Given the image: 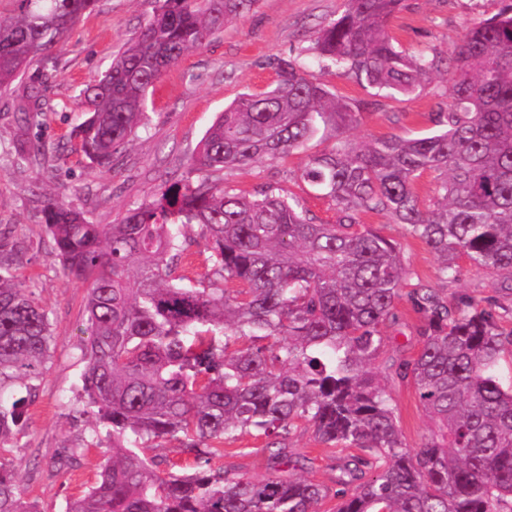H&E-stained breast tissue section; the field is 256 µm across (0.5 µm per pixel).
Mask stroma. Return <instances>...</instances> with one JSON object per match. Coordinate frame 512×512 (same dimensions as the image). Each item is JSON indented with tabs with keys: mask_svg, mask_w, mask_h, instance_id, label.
I'll return each mask as SVG.
<instances>
[{
	"mask_svg": "<svg viewBox=\"0 0 512 512\" xmlns=\"http://www.w3.org/2000/svg\"><path fill=\"white\" fill-rule=\"evenodd\" d=\"M346 0H258L254 9L215 33L200 49L172 66L148 94L143 123L112 159L109 168L89 164L74 150L69 134L81 120L79 94L109 68L120 47L141 30L152 15L155 0H97L53 48L54 67L48 70L43 110H20L23 85L0 96V230L10 231L22 251L16 272L46 310L55 341L38 395L25 413V432L6 451L14 461L17 484L24 500L39 512H66V506L91 485L100 464L110 455L111 439L100 447L90 440L95 427L84 414L77 394L85 362L81 355L89 336L84 315V288L63 271L52 257L53 241L37 212L54 200L82 211L94 224H116L128 210L152 200L163 186L186 179L184 162L195 151L219 112L238 94L268 90L276 79L272 63L295 58L321 82L341 96L367 98L353 80L322 70L314 50L319 31L336 20ZM500 0H405L404 8L389 21V33L406 52H439L450 58L465 30L497 13ZM449 91L446 71L432 78L412 97L381 100L347 133L354 142L394 135L414 138L433 128L432 110L439 96ZM44 146L45 155L23 161L21 146ZM333 137L315 139L284 158H261L220 173L225 188L250 191L264 185L280 186L299 196L302 205L319 221L335 223L336 207L299 179L308 159L332 147ZM360 226L373 228L396 241L406 260L404 288L436 289L448 300L494 296L506 307L502 325L512 330V295L501 291L485 273L462 264L454 280L440 275L438 256L419 239L407 234L385 212L361 211ZM398 319L383 334L387 347L372 364L386 385L397 413L403 440L417 449L431 428L410 384L391 377L390 360L413 357L419 349L421 317L407 301L397 305ZM288 443L308 457L302 477L333 486L335 466L348 454L318 442L313 429L300 425ZM264 441L248 433L225 444L218 466L260 478L267 473ZM81 448L77 464L69 469L51 467L54 456Z\"/></svg>",
	"mask_w": 512,
	"mask_h": 512,
	"instance_id": "35a3bbf8",
	"label": "stroma"
}]
</instances>
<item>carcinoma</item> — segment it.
<instances>
[{"instance_id": "obj_1", "label": "carcinoma", "mask_w": 512, "mask_h": 512, "mask_svg": "<svg viewBox=\"0 0 512 512\" xmlns=\"http://www.w3.org/2000/svg\"><path fill=\"white\" fill-rule=\"evenodd\" d=\"M0 21V89L28 75L24 112H39L43 75L29 71L96 0H17ZM257 0H158L99 81L80 94L77 150L106 168L143 120L147 95L184 55L251 11ZM402 0H347L322 28L325 69L374 90L345 98L295 59L274 62L276 80L224 108L188 158L191 172L283 157L335 133L300 179L336 206L323 224L299 198L271 185L231 193L209 180L174 184L126 213L93 224L47 202L39 222L53 256L86 288L89 342L79 403L112 438V456L66 512H512V377L498 373L512 348L499 303H450L431 288L408 295L421 315L420 349L396 376L412 384L434 429L412 451L382 381L367 370L384 353L382 327L402 299L398 244L356 228L360 210L385 211L442 258L512 287V4L469 28L454 54L449 99L436 130L356 146L344 133L379 105L422 89L440 56L395 45L389 20ZM436 174L432 207L415 181ZM198 227L212 272L186 286V237ZM18 242L0 235V447L24 432L54 340L34 292L12 272ZM233 287H227V284ZM11 392L7 398L5 392ZM354 454L336 489L290 474L303 456L291 430ZM265 439L268 474L254 478L214 464L240 432ZM175 440L188 455L167 470L141 449ZM0 512H40L17 490L0 456Z\"/></svg>"}]
</instances>
